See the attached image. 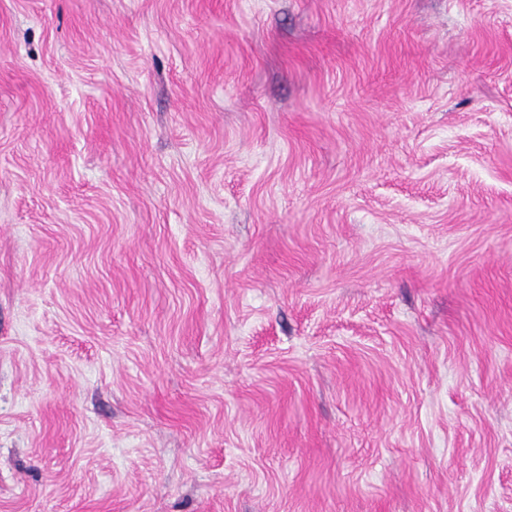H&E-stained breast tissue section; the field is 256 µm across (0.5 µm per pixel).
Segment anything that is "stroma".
Instances as JSON below:
<instances>
[{
    "label": "stroma",
    "mask_w": 512,
    "mask_h": 512,
    "mask_svg": "<svg viewBox=\"0 0 512 512\" xmlns=\"http://www.w3.org/2000/svg\"><path fill=\"white\" fill-rule=\"evenodd\" d=\"M0 512H512V0H0Z\"/></svg>",
    "instance_id": "stroma-1"
}]
</instances>
